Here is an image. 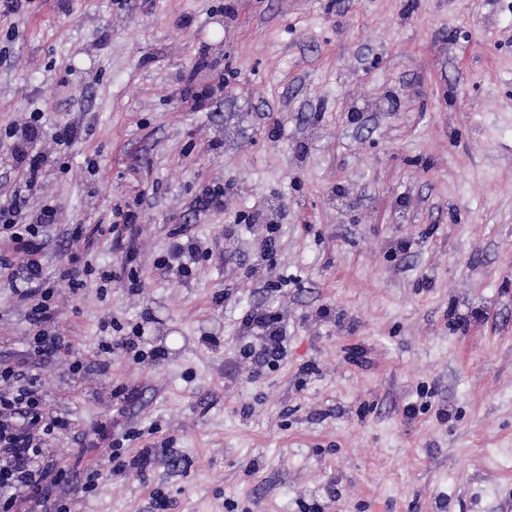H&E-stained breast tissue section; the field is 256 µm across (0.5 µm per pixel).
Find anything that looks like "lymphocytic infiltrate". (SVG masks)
<instances>
[{
	"mask_svg": "<svg viewBox=\"0 0 512 512\" xmlns=\"http://www.w3.org/2000/svg\"><path fill=\"white\" fill-rule=\"evenodd\" d=\"M42 118V112L32 111L25 135L8 148L12 160L23 167L30 187L40 182L44 172V155L32 149ZM27 202V197L17 193L0 207V229L22 256L16 263L1 254L0 274L7 275L17 301L26 309L29 324L38 329L23 359H0V488L9 491L14 512H71L72 500L62 489L50 446L70 422L48 405L37 371L38 366L69 347L64 336L47 330L55 310L53 294L44 286L40 261L48 246L46 229L54 224L56 211L47 204L36 223H17L16 217Z\"/></svg>",
	"mask_w": 512,
	"mask_h": 512,
	"instance_id": "1",
	"label": "lymphocytic infiltrate"
}]
</instances>
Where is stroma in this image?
I'll return each instance as SVG.
<instances>
[{"label": "stroma", "instance_id": "1", "mask_svg": "<svg viewBox=\"0 0 512 512\" xmlns=\"http://www.w3.org/2000/svg\"><path fill=\"white\" fill-rule=\"evenodd\" d=\"M36 108L27 213L57 210L45 285L85 360L41 369L58 466L174 450L78 512H512V0H28L0 8V132ZM181 228L186 277L156 268ZM128 263L139 292L101 282ZM118 332L140 356L101 355ZM33 334L0 281V356ZM258 327H261L265 331V336L270 342L269 348L265 351L267 354L268 365L277 366L279 362L283 360L286 353V347L284 346V336L279 325L281 321L274 314H266L257 319H253Z\"/></svg>", "mask_w": 512, "mask_h": 512}]
</instances>
